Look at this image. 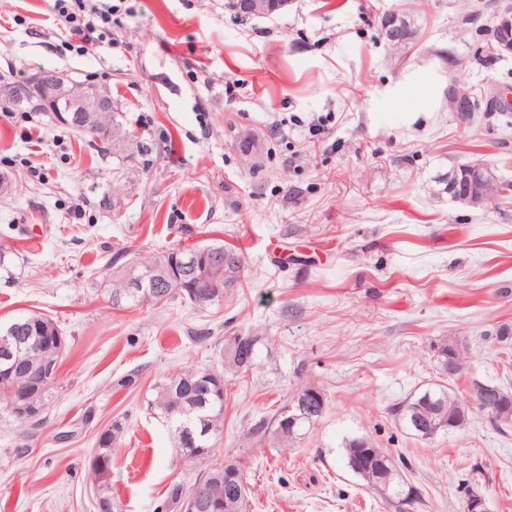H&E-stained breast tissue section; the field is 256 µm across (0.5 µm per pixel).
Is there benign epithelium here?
<instances>
[{
  "mask_svg": "<svg viewBox=\"0 0 512 512\" xmlns=\"http://www.w3.org/2000/svg\"><path fill=\"white\" fill-rule=\"evenodd\" d=\"M288 0H235V8L252 17H272L279 13ZM497 31V52L502 56L512 54V0H497L494 13ZM410 22L393 13L385 21V37L389 41L409 38ZM18 101L48 112H63L69 120L81 117L80 127L93 129V117L112 111L110 90L102 85H74L64 74L55 70L41 71L29 82L15 87ZM496 175L490 170H478L469 165L461 167L460 174L448 183V194L455 200L472 206H483L494 192ZM324 406L322 395L313 389L288 407V412L310 410Z\"/></svg>",
  "mask_w": 512,
  "mask_h": 512,
  "instance_id": "1",
  "label": "benign epithelium"
}]
</instances>
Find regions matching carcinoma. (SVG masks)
I'll list each match as a JSON object with an SVG mask.
<instances>
[{
    "mask_svg": "<svg viewBox=\"0 0 512 512\" xmlns=\"http://www.w3.org/2000/svg\"><path fill=\"white\" fill-rule=\"evenodd\" d=\"M211 252L221 259L223 268L220 277L223 289L240 285L241 259L222 242L194 244L183 248H171L149 258L135 253H124L127 260L112 272L110 297L112 305H163L175 298L192 301L188 292L175 284L161 294L147 284H133L151 269H171L180 278L192 282L198 288L211 286V270L203 265L202 253ZM11 333L0 325V406L5 405L6 391L10 384L33 386L30 399L41 408H46L53 395L56 377L43 380L41 375L31 372L22 361L34 356L50 365L58 366L66 339H58L60 331L56 321L36 313L20 314ZM502 325L487 331L486 339L497 348L501 362L512 365V335H501ZM250 342V357L242 365L238 356L224 351V366L239 374H247L258 365L261 342L259 336H246ZM467 345L460 340H450L438 345L437 365L448 363L453 357L454 370H440L441 375L454 378L463 374L467 365ZM309 389L305 385L285 398L270 415L263 417L246 432L247 440L256 439L270 448L288 449L310 433L321 418V414L301 416L292 421L284 410L293 403L297 395ZM224 374L212 369H186L167 377L156 387L151 407L158 411L174 431L176 448L180 455L190 461L205 465L197 480L207 479L209 494L218 503L215 508L201 512H250L249 488H245L229 474L230 465L243 466L241 457L231 451L216 458L214 439L224 428ZM394 416L408 434L419 440H431L438 435H449L468 421L469 409L448 387L436 383L423 391L399 402L393 409ZM120 432L114 424L103 431L98 439V452L93 463L103 466L97 474L101 494H106L108 477L112 466V441ZM344 463L347 469L364 482L380 498L396 501L410 508L418 502L415 486L406 484L395 457L376 446L368 436H355L344 441Z\"/></svg>",
    "mask_w": 512,
    "mask_h": 512,
    "instance_id": "carcinoma-1",
    "label": "carcinoma"
}]
</instances>
